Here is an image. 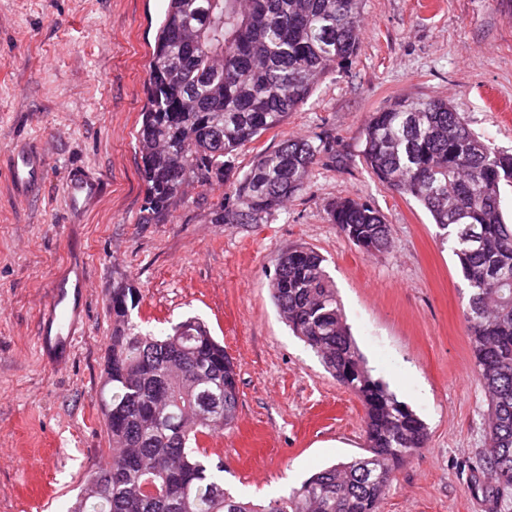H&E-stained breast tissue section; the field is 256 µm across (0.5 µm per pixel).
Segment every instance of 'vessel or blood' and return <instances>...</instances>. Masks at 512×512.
<instances>
[{
    "label": "vessel or blood",
    "mask_w": 512,
    "mask_h": 512,
    "mask_svg": "<svg viewBox=\"0 0 512 512\" xmlns=\"http://www.w3.org/2000/svg\"><path fill=\"white\" fill-rule=\"evenodd\" d=\"M46 166L47 159L43 153L24 149L16 151L11 160L9 178L17 194L31 197L39 192ZM65 195L69 210L82 215L98 200L101 187L96 178L73 172L66 182ZM68 284L67 273H60L56 277L37 333L39 349L52 362L68 355L76 340L77 324L74 308L70 304Z\"/></svg>",
    "instance_id": "vessel-or-blood-1"
}]
</instances>
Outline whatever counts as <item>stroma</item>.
<instances>
[{"instance_id":"obj_1","label":"stroma","mask_w":512,"mask_h":512,"mask_svg":"<svg viewBox=\"0 0 512 512\" xmlns=\"http://www.w3.org/2000/svg\"><path fill=\"white\" fill-rule=\"evenodd\" d=\"M166 0H0V512H67L112 453L100 409L110 298L138 290L132 317L160 332L204 321L239 374L237 419L200 444L224 487L256 503L363 454L365 409L292 335L271 297L275 257L319 252L375 377L426 423L429 439L395 474L381 512H489L479 457L487 402L449 243L416 200L362 158L372 112L394 98L448 100L470 129L512 147V0H363L360 50L280 127L238 152L233 176L285 139H327L308 185L263 224H216L223 188L196 184L167 221H142L136 132ZM48 155L41 191L8 182L12 151ZM104 191L70 216L72 169ZM370 204L392 246L368 255L328 220L331 203ZM83 263L84 312L69 363L36 345L54 273Z\"/></svg>"}]
</instances>
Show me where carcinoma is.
Listing matches in <instances>:
<instances>
[{
  "instance_id": "obj_1",
  "label": "carcinoma",
  "mask_w": 512,
  "mask_h": 512,
  "mask_svg": "<svg viewBox=\"0 0 512 512\" xmlns=\"http://www.w3.org/2000/svg\"><path fill=\"white\" fill-rule=\"evenodd\" d=\"M362 0H167L149 61L136 134L144 211L165 220L186 183H224L237 151L281 126L327 75L360 49ZM330 142L283 141L261 151L212 212L217 224H262L297 196ZM363 160L419 202L451 243L468 294L465 316L490 414L481 473L495 512H512V224L501 188L512 151L473 133L446 99L399 97L370 115ZM331 223L366 254L391 246L390 225L353 199ZM271 293L295 336L365 408L366 454L322 469L258 506L224 489L199 439L237 419V368L196 318L162 336L132 320L134 288H112L103 417L112 457L87 478L71 512H380L394 473L419 449L424 421L372 375L346 322L323 257L294 248L275 258Z\"/></svg>"
}]
</instances>
